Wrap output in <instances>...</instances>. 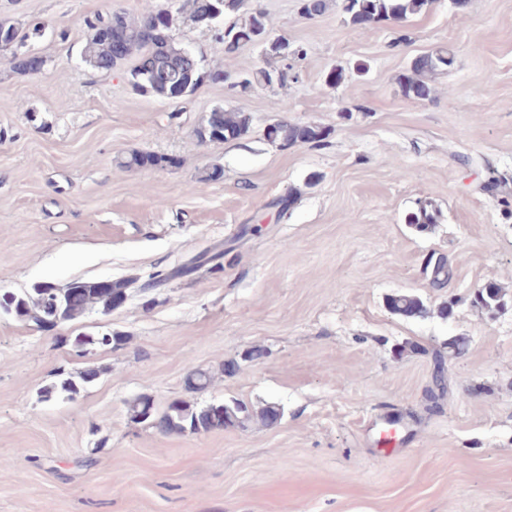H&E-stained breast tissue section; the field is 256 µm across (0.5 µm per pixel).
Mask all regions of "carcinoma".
<instances>
[{
    "label": "carcinoma",
    "mask_w": 512,
    "mask_h": 512,
    "mask_svg": "<svg viewBox=\"0 0 512 512\" xmlns=\"http://www.w3.org/2000/svg\"><path fill=\"white\" fill-rule=\"evenodd\" d=\"M247 0H183L180 10L188 13L190 20L199 16L213 15L222 21L227 17L234 21L226 26L227 33L220 34L219 44L224 56L231 57L243 46L257 43L258 36L268 31L266 13L257 5L245 7ZM431 0H345L344 12L347 23L357 30L387 20H403L420 12ZM326 8V0H300V13L306 18L320 15ZM174 15L166 16L161 11L149 12L139 18H132L125 12H110L97 15L86 21L91 31L86 37L81 59L92 69L110 72L123 65L122 59L114 56L113 44L122 42L126 46V57L135 59L128 71V82L142 94L161 99H178L195 92L205 82H218L223 67L210 68L201 63L204 56L189 46L175 40L170 31L174 25ZM26 35L14 24L0 22V60L7 62L13 71L20 75L33 74L42 69V57L21 50ZM265 55L286 59L288 56H301L303 49L290 47L288 42L279 39H265L262 42ZM453 63V57L444 52H429L416 57L410 66V73L399 78L403 95L411 100L425 101L432 96V78L436 72ZM288 80V69L258 68L240 84L244 91L254 86H270ZM249 130V117L241 112L224 110L216 105L205 115L194 129V136L200 142L224 143L237 140ZM330 136V130L311 124H290L278 121L266 128V138L283 147L297 143L322 145ZM117 164L127 169H165L176 165V160L166 155L146 151H133L117 159ZM223 254L202 255L195 261L178 268L160 270L149 276L148 288L164 285L171 279L193 274L204 264H212L211 270H224L220 262ZM131 281L128 279L102 281L74 280L65 285L58 303L48 296L44 289L49 284L35 286L30 292L0 293V305L7 307L9 314L21 320L34 322L38 327L49 330L55 326L74 322L86 313L97 308L109 313L121 307L128 297ZM387 306L394 313L406 317H420L427 309L418 297L396 294L387 298ZM117 344L120 336L105 335L94 338L76 336L73 348L83 352L92 344ZM96 370H86L78 379H66L60 389L73 394L79 386L92 382L98 377ZM212 382L210 373L197 369L186 378V386L192 391L207 389ZM128 414L136 423H147L165 433H201L229 427L244 428L253 418V412L241 403L225 404L213 402L198 407L183 400H174L163 410L155 407L154 401L144 395L128 405Z\"/></svg>",
    "instance_id": "cac0c4a2"
}]
</instances>
